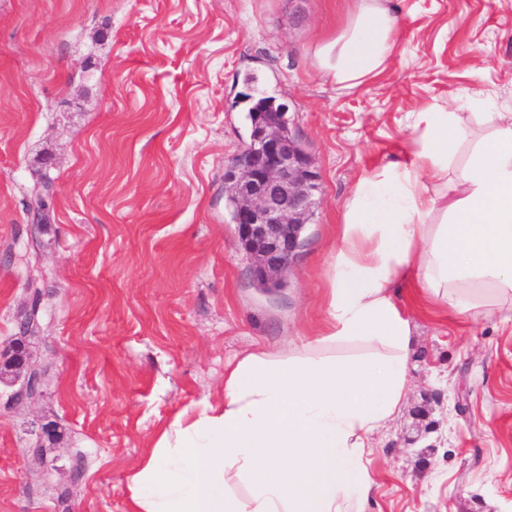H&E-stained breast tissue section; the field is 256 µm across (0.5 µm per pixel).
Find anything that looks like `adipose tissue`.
<instances>
[{
  "label": "adipose tissue",
  "instance_id": "1",
  "mask_svg": "<svg viewBox=\"0 0 512 512\" xmlns=\"http://www.w3.org/2000/svg\"><path fill=\"white\" fill-rule=\"evenodd\" d=\"M314 65L340 91L383 75L398 42L390 0H351ZM405 162L361 181L332 254L327 341L374 346L313 356L255 346L156 431L125 479L129 512H364L371 435L399 408L412 352L394 290L413 284L479 320L512 316V111L464 124L416 113Z\"/></svg>",
  "mask_w": 512,
  "mask_h": 512
}]
</instances>
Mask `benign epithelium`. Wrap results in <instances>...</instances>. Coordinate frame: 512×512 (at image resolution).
<instances>
[{"mask_svg": "<svg viewBox=\"0 0 512 512\" xmlns=\"http://www.w3.org/2000/svg\"><path fill=\"white\" fill-rule=\"evenodd\" d=\"M315 160L299 139H285L279 124L269 123L254 143L235 154L225 177L237 181L238 208L234 224L238 239L253 256L251 276L274 284L288 275L304 245L307 219L316 190ZM21 388L16 400L30 398L40 374L25 345L11 358Z\"/></svg>", "mask_w": 512, "mask_h": 512, "instance_id": "7a95c632", "label": "benign epithelium"}]
</instances>
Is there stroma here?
<instances>
[{
  "instance_id": "obj_1",
  "label": "stroma",
  "mask_w": 512,
  "mask_h": 512,
  "mask_svg": "<svg viewBox=\"0 0 512 512\" xmlns=\"http://www.w3.org/2000/svg\"><path fill=\"white\" fill-rule=\"evenodd\" d=\"M388 71L350 93L314 66L350 0H0V368L42 269L25 346L51 380L0 383V512H127L155 430L255 343L326 332L328 266L354 187L411 151L412 115L512 108V0H392ZM274 96L310 146L314 216L285 288L257 290L224 204ZM50 222L31 239L32 190ZM396 301L414 350L401 408L371 437L367 512H512V320ZM43 445L44 463L27 450ZM248 99L252 100V106L248 109L247 116L251 125L250 137H255L261 131L268 112H285L283 105L276 104L273 96L260 95L255 97L248 95Z\"/></svg>"
}]
</instances>
